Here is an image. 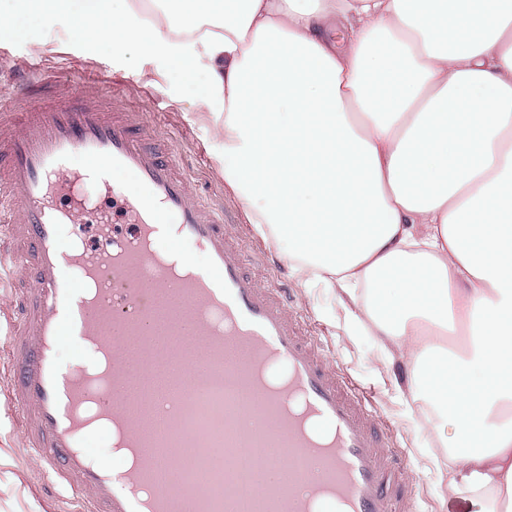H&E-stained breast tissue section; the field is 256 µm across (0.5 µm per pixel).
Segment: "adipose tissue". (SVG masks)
Wrapping results in <instances>:
<instances>
[{
    "label": "adipose tissue",
    "mask_w": 512,
    "mask_h": 512,
    "mask_svg": "<svg viewBox=\"0 0 512 512\" xmlns=\"http://www.w3.org/2000/svg\"><path fill=\"white\" fill-rule=\"evenodd\" d=\"M12 3L198 84L259 234L409 366L449 496L512 512V0Z\"/></svg>",
    "instance_id": "adipose-tissue-1"
}]
</instances>
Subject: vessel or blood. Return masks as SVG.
Segmentation results:
<instances>
[{
    "label": "vessel or blood",
    "mask_w": 512,
    "mask_h": 512,
    "mask_svg": "<svg viewBox=\"0 0 512 512\" xmlns=\"http://www.w3.org/2000/svg\"><path fill=\"white\" fill-rule=\"evenodd\" d=\"M39 63L15 79L31 98L0 99V270L23 281L17 319L0 344L7 404L21 445L78 512H175L180 487L202 484L218 512H391L410 482L401 455L335 362L308 339L288 291L248 270L235 225L191 185L172 147L152 141L120 93L74 98L56 81L46 100ZM90 160L87 170L73 164ZM115 201L118 222L102 199ZM92 223L100 245L64 229ZM201 249L170 275L152 256L168 235ZM112 351L111 383L64 369L62 337ZM122 435L148 470H113L85 448ZM272 448L270 496L225 490L237 442ZM319 464L304 484L300 464Z\"/></svg>",
    "instance_id": "obj_1"
}]
</instances>
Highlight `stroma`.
I'll return each mask as SVG.
<instances>
[{
    "mask_svg": "<svg viewBox=\"0 0 512 512\" xmlns=\"http://www.w3.org/2000/svg\"><path fill=\"white\" fill-rule=\"evenodd\" d=\"M36 56L42 58L44 70L58 72L71 83L88 74L96 77L103 94L120 86L128 110L151 115L155 133L172 140L203 197L224 214H236L248 254L265 256L257 269L259 276L265 283L290 289L293 308L306 321L311 338L336 361L339 373L364 397L371 413L388 426L390 445L407 464L414 512H480L478 503L449 497L444 475L435 467L442 449L419 430L395 388L396 380L405 378L406 367L385 362L374 337L352 329L348 308L332 289L297 275L250 224L244 205L224 186L223 133L215 130L214 117L195 104L192 90L182 85L164 60L71 38L63 18L45 30L38 45L0 35V58L7 70L21 72ZM19 424L14 412L0 406V512H67L68 503L52 501L41 492L42 474L36 461L20 459Z\"/></svg>",
    "mask_w": 512,
    "mask_h": 512,
    "instance_id": "stroma-1",
    "label": "stroma"
}]
</instances>
